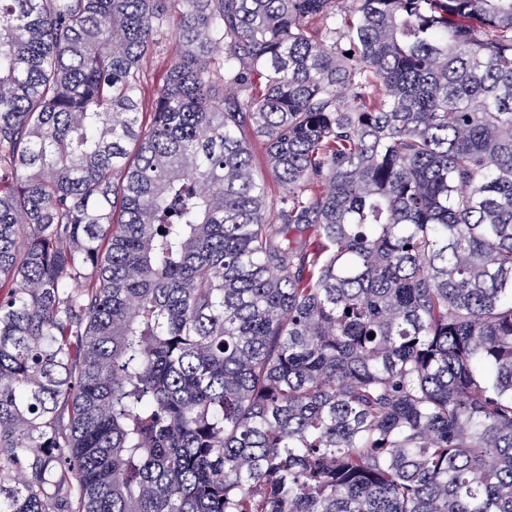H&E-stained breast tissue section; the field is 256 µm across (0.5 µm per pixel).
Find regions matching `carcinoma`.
<instances>
[{
    "label": "carcinoma",
    "mask_w": 512,
    "mask_h": 512,
    "mask_svg": "<svg viewBox=\"0 0 512 512\" xmlns=\"http://www.w3.org/2000/svg\"><path fill=\"white\" fill-rule=\"evenodd\" d=\"M347 2L0 0V512H512V0ZM169 65V54L152 55L144 60L142 66L144 102L141 112L151 111L152 99L164 84Z\"/></svg>",
    "instance_id": "obj_1"
}]
</instances>
